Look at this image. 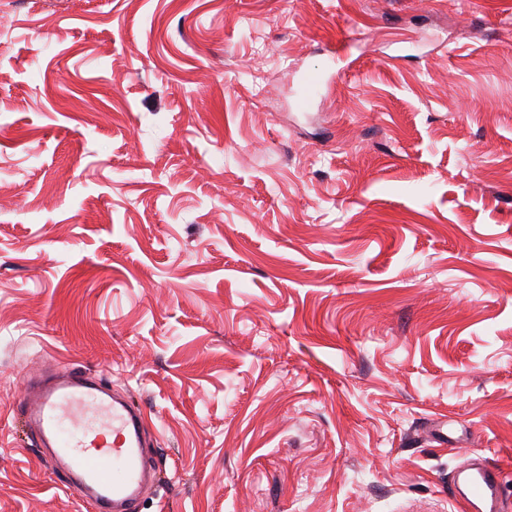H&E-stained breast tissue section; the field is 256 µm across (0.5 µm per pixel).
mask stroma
Listing matches in <instances>:
<instances>
[{
    "instance_id": "stroma-1",
    "label": "stroma",
    "mask_w": 512,
    "mask_h": 512,
    "mask_svg": "<svg viewBox=\"0 0 512 512\" xmlns=\"http://www.w3.org/2000/svg\"><path fill=\"white\" fill-rule=\"evenodd\" d=\"M48 367L143 408L135 512H512V0H0V512H86ZM502 469L483 459L452 480V498L461 512H501L503 510Z\"/></svg>"
}]
</instances>
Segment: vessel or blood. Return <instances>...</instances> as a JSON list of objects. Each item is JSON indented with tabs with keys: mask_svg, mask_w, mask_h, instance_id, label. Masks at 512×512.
Instances as JSON below:
<instances>
[{
	"mask_svg": "<svg viewBox=\"0 0 512 512\" xmlns=\"http://www.w3.org/2000/svg\"><path fill=\"white\" fill-rule=\"evenodd\" d=\"M21 406L59 479L93 512H127L143 486L155 482L158 466L144 451L145 414L102 376H30ZM501 479V468L482 459L455 472L452 498L460 512H502Z\"/></svg>",
	"mask_w": 512,
	"mask_h": 512,
	"instance_id": "b4317fda",
	"label": "vessel or blood"
}]
</instances>
